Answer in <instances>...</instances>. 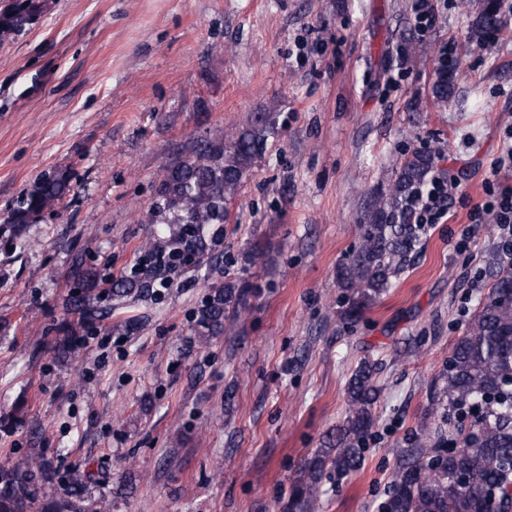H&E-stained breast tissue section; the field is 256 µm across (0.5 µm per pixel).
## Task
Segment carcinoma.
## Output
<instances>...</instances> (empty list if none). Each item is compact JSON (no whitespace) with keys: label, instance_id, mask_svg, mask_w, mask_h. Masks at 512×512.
<instances>
[{"label":"carcinoma","instance_id":"1","mask_svg":"<svg viewBox=\"0 0 512 512\" xmlns=\"http://www.w3.org/2000/svg\"><path fill=\"white\" fill-rule=\"evenodd\" d=\"M40 0H9L0 6V43L23 33L39 14ZM497 0H485L474 21L482 34L498 27ZM456 72L435 69L433 97L441 103L455 99ZM273 130L272 118L258 114L248 125L218 141L195 148L166 171L157 198L150 206L153 224H177L179 229L162 246L182 255L201 258L215 250L228 219L227 202L265 148ZM434 171V157L414 151L406 157L387 192L377 194L360 225V246L349 265L339 272L348 293L345 316L352 318L373 305L400 273L415 250L419 234L411 199ZM70 191V175L59 170L42 173L18 197L4 223L16 231L52 211ZM210 229V236L204 230ZM94 288L73 301L81 320L102 316ZM142 292L137 281L112 282L117 298ZM244 285L226 282L211 287L196 318L200 336H218L224 321L241 315L249 306ZM374 364L363 361L348 385L349 414L336 435L304 466L292 489L289 508L310 512L326 472L343 478L362 466L365 439L373 424L377 398ZM441 409L456 420L460 446L445 453L419 448L416 459L392 476V492L383 512H494L499 499L512 486V265L496 271L486 300L469 329L454 344L448 358ZM481 412H473L477 407ZM472 417L470 425L465 419ZM464 469L472 483L459 487L452 474ZM52 461L34 454L0 463V512H103V500L92 496L86 478L71 479L65 493L50 496Z\"/></svg>","mask_w":512,"mask_h":512}]
</instances>
